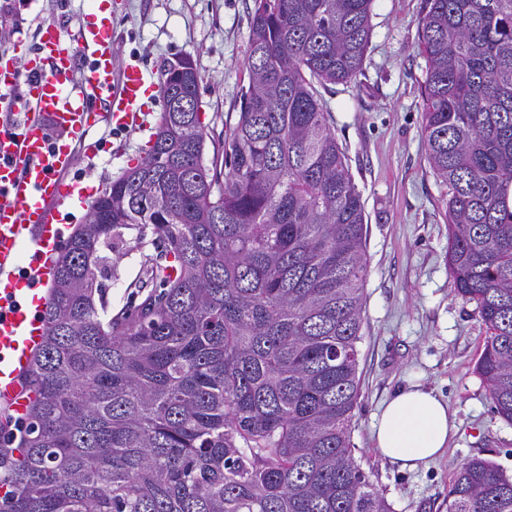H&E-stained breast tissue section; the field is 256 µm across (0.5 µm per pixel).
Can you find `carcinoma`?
<instances>
[{
	"label": "carcinoma",
	"mask_w": 512,
	"mask_h": 512,
	"mask_svg": "<svg viewBox=\"0 0 512 512\" xmlns=\"http://www.w3.org/2000/svg\"><path fill=\"white\" fill-rule=\"evenodd\" d=\"M373 0H255L248 86L205 162L198 73L55 262L32 394L0 442V512H392L353 457L366 213L315 85L361 72ZM427 159L446 186L448 273L487 336L475 370L512 424V0H427ZM163 243L132 312L97 303L124 231ZM448 512H512L481 458Z\"/></svg>",
	"instance_id": "1"
}]
</instances>
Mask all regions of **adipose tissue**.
Returning a JSON list of instances; mask_svg holds the SVG:
<instances>
[{
	"label": "adipose tissue",
	"mask_w": 512,
	"mask_h": 512,
	"mask_svg": "<svg viewBox=\"0 0 512 512\" xmlns=\"http://www.w3.org/2000/svg\"><path fill=\"white\" fill-rule=\"evenodd\" d=\"M453 430L447 403L434 391L412 385L383 407L375 423V443L384 456L412 471L440 456Z\"/></svg>",
	"instance_id": "1"
}]
</instances>
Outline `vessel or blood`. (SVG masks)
<instances>
[{"mask_svg": "<svg viewBox=\"0 0 512 512\" xmlns=\"http://www.w3.org/2000/svg\"><path fill=\"white\" fill-rule=\"evenodd\" d=\"M113 27L101 6L70 33L41 22L24 65L0 54V405L17 415L29 402L19 377L45 334V293L69 229L62 210L90 195L66 179L73 142L102 116L141 128L154 91L138 62L116 60Z\"/></svg>", "mask_w": 512, "mask_h": 512, "instance_id": "b4317fda", "label": "vessel or blood"}]
</instances>
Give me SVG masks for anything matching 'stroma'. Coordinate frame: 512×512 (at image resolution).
Here are the masks:
<instances>
[{
    "mask_svg": "<svg viewBox=\"0 0 512 512\" xmlns=\"http://www.w3.org/2000/svg\"><path fill=\"white\" fill-rule=\"evenodd\" d=\"M426 0H374L372 35L362 69L349 83L329 84L320 95L344 150L368 219V275L358 374L361 395L351 421L355 458L393 512H447L448 485L457 467L480 457L512 475V425L493 411L474 371L486 329L474 304L457 296L448 274V226L443 200L426 157L418 50ZM255 0H112L113 50L118 61L138 60L162 80L167 63L191 55L199 71L198 102L205 128V159L224 157V135L238 120L249 81L250 19ZM65 12L67 30L87 15V0H22L0 7V49H30L39 22ZM164 110L161 93L147 105L143 128L113 133L100 122L77 138L69 180L102 189L134 166ZM94 153H87V146ZM121 244L112 252L114 276L103 301L112 311L133 309L141 297L145 254ZM423 383L456 414L457 431L443 457L414 471L400 470L373 442L382 404L399 388Z\"/></svg>",
    "mask_w": 512,
    "mask_h": 512,
    "instance_id": "1",
    "label": "stroma"
}]
</instances>
